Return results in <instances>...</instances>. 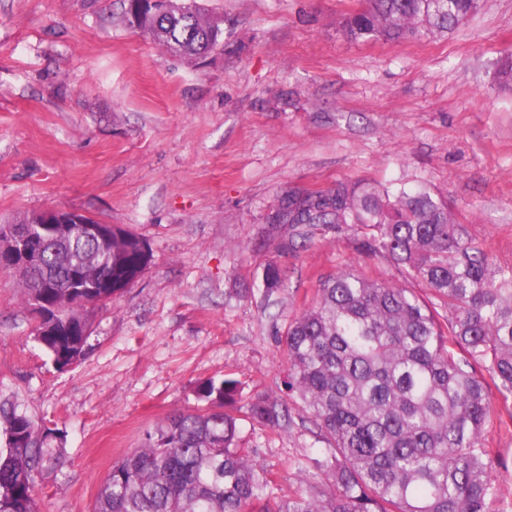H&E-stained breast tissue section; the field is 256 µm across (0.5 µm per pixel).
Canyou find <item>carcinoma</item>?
<instances>
[{
	"mask_svg": "<svg viewBox=\"0 0 512 512\" xmlns=\"http://www.w3.org/2000/svg\"><path fill=\"white\" fill-rule=\"evenodd\" d=\"M128 21L165 51L206 57L219 43L220 20L182 0H126ZM484 0H361L341 21L355 43L409 42L453 33ZM495 82L512 89V52L497 62ZM283 246L316 224L345 227L362 251L392 263L422 296L398 282L341 269L284 334L288 390L298 415L312 423L328 453L314 464L326 486L276 497L267 472L238 446L239 423L224 407L238 381L207 380L197 396L204 412L182 411L147 434L141 448L112 466L93 512H492L500 499L492 477L497 458L489 436L502 417L495 400L512 402V266H503L472 238L448 198L420 181L357 178L329 191L287 194L272 210ZM24 275L26 303L50 324L54 310L75 311L88 299L112 302L150 263L147 243L120 225L112 242L74 232L45 238ZM112 275V287L75 279L85 264ZM269 298L287 287L269 264L259 275ZM86 322L56 324L38 337L56 368L85 353ZM6 452L0 451V512H40L35 474L49 434L25 414L0 406ZM252 423L291 425L288 405L262 395L248 408Z\"/></svg>",
	"mask_w": 512,
	"mask_h": 512,
	"instance_id": "cac0c4a2",
	"label": "carcinoma"
}]
</instances>
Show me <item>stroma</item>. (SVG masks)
<instances>
[{"label":"stroma","mask_w":512,"mask_h":512,"mask_svg":"<svg viewBox=\"0 0 512 512\" xmlns=\"http://www.w3.org/2000/svg\"><path fill=\"white\" fill-rule=\"evenodd\" d=\"M223 19L204 58L174 56L125 17V0H0V221L46 207L143 238L152 260L92 313L84 356L57 369L36 341L18 274L0 272V405L52 429L35 477L41 512H93L114 463L196 389L238 380L240 445L279 496L319 457L301 422L252 426L251 398L287 402L280 338L320 280L396 267L320 224L284 249L278 197L344 179L430 182L469 233L512 266V90L489 88L512 50V0H484L453 34L354 44L359 0H198ZM288 276L265 305L254 278Z\"/></svg>","instance_id":"1"}]
</instances>
